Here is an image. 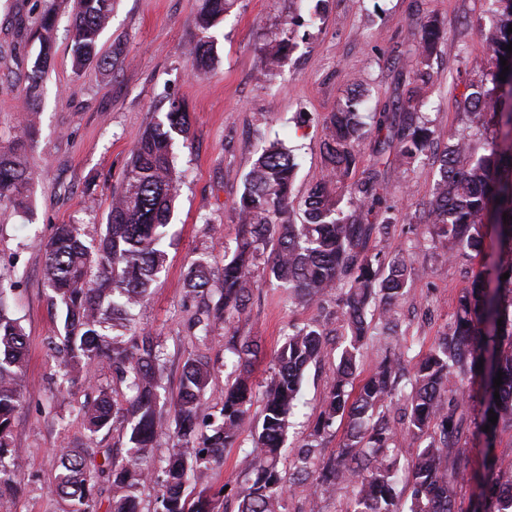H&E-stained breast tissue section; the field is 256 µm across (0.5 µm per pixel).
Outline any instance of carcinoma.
Here are the masks:
<instances>
[{"label":"carcinoma","instance_id":"obj_1","mask_svg":"<svg viewBox=\"0 0 512 512\" xmlns=\"http://www.w3.org/2000/svg\"><path fill=\"white\" fill-rule=\"evenodd\" d=\"M113 0H77L72 17V61L79 71L94 63L104 72L116 67L121 52L107 55L98 42L112 16ZM234 0H199L194 24L201 37L193 48L197 73L207 72L214 57L210 30L224 20ZM493 22L481 30L491 65L490 78L470 85L466 103L472 122L490 131L484 153L477 154L464 132L448 134L440 159V178L426 202L427 221L413 214L409 223L431 239L447 240L467 252L486 250V228L496 231L500 251L512 253V0H488ZM56 18L45 13L33 36L40 51L24 87L30 114L36 113L43 79L54 56ZM442 39L434 21L421 28L408 71L412 88L397 99L390 112L374 120L370 167L356 179L362 162L363 107L366 91L338 105L325 122L321 141L325 177L304 200L301 222L290 220L292 185L297 164L292 151L275 140L262 149L244 181L237 211L234 249L224 247V265L193 261L186 274V295L204 298L219 281L218 298L197 318L202 338L214 321L233 324L251 299L253 267L268 251L266 273L288 291V302L306 303L340 291L337 298L340 335L345 346L329 382L325 405L314 433L297 448L290 469L282 467L289 419L298 401L304 373L327 348L328 333L317 321L294 325L277 351V369L261 394V426L252 448L239 460L247 484L239 492L237 512H283L285 496L296 484L308 485L309 495L326 497L345 484L352 499L346 512H397L400 483L397 457L411 452L405 475L410 488L408 512H458V488L470 466L460 447L469 430L462 410L465 390L458 375L481 377L486 412L476 427L487 447L496 433L512 427V262L498 265L493 279L474 277L459 299L455 326L429 347L404 378L406 350L395 347L390 331L397 327L395 304L405 296L415 268L400 249L390 248L394 227L387 191L378 165L386 157L409 166L433 145V131L417 122L424 105L422 92L436 81L431 59ZM292 42L283 28L263 48L264 73L272 76ZM509 71L502 73L501 59ZM505 80H500L499 75ZM158 122L137 139L120 190L112 196L106 232L89 246L75 224H56L47 244L45 281L52 305L64 313V334L49 340L61 357L64 377L102 359L132 396L121 406L107 393L85 402L80 413L96 433L116 425L129 430L128 457L112 462V512H141L139 485L155 471L159 446L157 406L161 388L160 355L154 336L140 329L134 311L149 295L166 262L164 239L178 196L180 176L171 160L174 136H186L189 113L174 103ZM34 123L0 148V203L25 209L32 172L21 161ZM509 273V278L502 275ZM378 307V323L367 319ZM502 325H497V321ZM380 344L379 360L363 379L357 370L363 352ZM227 350L237 357L234 381L224 388L219 415L202 416L204 392L211 378L208 358L198 355L184 365L181 388L171 405L175 429L171 453L163 459L162 512H212L203 496H185L192 467L208 466L235 444L256 398L252 359L256 341L231 334ZM28 340L18 319L0 296V459H21L11 447L14 414L23 392L22 369ZM483 368H477L478 362ZM503 372L502 385L493 379ZM500 398H494V392ZM497 423L488 421L490 412ZM338 421L347 431L337 448L322 455L317 438ZM479 497L487 512H512V473L483 464ZM55 492L69 502L70 512H92L91 476L80 452L69 450L55 479Z\"/></svg>","mask_w":512,"mask_h":512}]
</instances>
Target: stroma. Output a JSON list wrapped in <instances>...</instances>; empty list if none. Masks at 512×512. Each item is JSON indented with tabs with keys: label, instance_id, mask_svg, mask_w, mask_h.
Here are the masks:
<instances>
[{
	"label": "stroma",
	"instance_id": "1",
	"mask_svg": "<svg viewBox=\"0 0 512 512\" xmlns=\"http://www.w3.org/2000/svg\"><path fill=\"white\" fill-rule=\"evenodd\" d=\"M316 0H236L224 21L211 29L215 60L207 74H196L191 50L200 33L193 23L198 0H115L112 18L100 37L102 51L121 49L112 72L95 66L74 71L70 24L76 0H0V144L20 128L26 75L39 53L31 36L46 9L56 15L54 61L42 84L38 120L25 161L33 174L24 212L0 206V285L29 343L25 388L12 422L11 442L23 461L12 469L10 487H0V512H67L52 484L64 450L82 449L91 459L94 512H112V461L124 459L128 433L119 427L90 433L78 415L80 405L99 391L117 400L129 393L111 365L90 366L74 382L63 381L59 360L47 345L61 326L45 283L46 245L57 224L79 225L87 242L104 233L114 190L123 181L137 135L162 121L172 102L188 106L190 135L175 139L173 161L182 182L168 226L167 261L139 313L142 327L155 337L167 394L179 391L186 360L197 354L210 361L212 379L206 410L219 412L234 356L225 351L229 331L258 342L253 379L264 385L276 368L275 353L291 325L319 321L336 325V300L292 305L288 294L256 265L247 312L233 328L213 323L207 342H199L194 322L201 306L187 299L185 275L200 255L224 262L238 219L236 202L262 147L278 139L297 162L293 220H300L309 189L325 173L320 151L323 124L355 82L369 95L368 109H392L405 94L413 35L427 19L443 23L444 38L432 67L438 76L422 113L436 135L468 133L481 148L485 131L472 124L465 104L468 85L483 79L488 67L478 33L490 22L485 0H327L312 17ZM293 25L294 46L275 76L262 77V48L271 36ZM442 144L414 165L380 167L397 222L393 247L409 254L418 271L398 307L400 344L418 358L452 326L458 301L474 277L499 256L495 250L474 257L447 241H431L407 224L422 210L438 177ZM338 361L328 347L321 362L305 373L287 446L296 451L312 433ZM243 429L223 462L201 468L186 494L213 498L217 512H237L235 494L245 484L238 466L251 445ZM351 494L312 499L299 485L284 501V512H347Z\"/></svg>",
	"mask_w": 512,
	"mask_h": 512
}]
</instances>
